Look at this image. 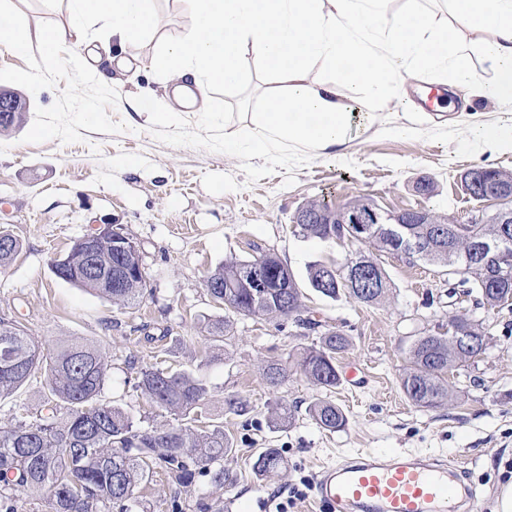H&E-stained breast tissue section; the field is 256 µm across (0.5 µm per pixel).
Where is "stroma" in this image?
<instances>
[{"instance_id":"35a3bbf8","label":"stroma","mask_w":512,"mask_h":512,"mask_svg":"<svg viewBox=\"0 0 512 512\" xmlns=\"http://www.w3.org/2000/svg\"><path fill=\"white\" fill-rule=\"evenodd\" d=\"M11 5L28 49L0 44V88L18 91L29 110L20 126L0 131V229L22 243L0 272V319L18 321L50 348L71 340L100 348L108 363L103 399L145 427L178 419L138 388L141 368L163 361L206 384L201 411L223 426L234 449L224 458V484L202 482L179 493L184 512H249L260 496L281 512H321L311 485L323 466L387 450L460 463L481 512H492L499 485L512 472V304L476 306L445 268L386 253L377 256L391 282L381 304L323 298L308 286V265L339 261L359 246L302 237L293 222L305 203L322 197L339 208L370 198L388 211L430 209L463 222L495 210L461 186L472 168L512 172V149H485L475 139L479 122L512 129V102L480 90L487 73L478 49L464 53L472 82L457 83L449 69L418 71L403 77L399 93L381 107L338 73L313 70L310 80L332 82L337 101L354 116L341 156L291 145L254 157L225 145L224 129L250 124L279 89L256 59L248 60L238 88H205L176 122L145 125L138 117L142 97L161 100L171 91L166 75L146 69L143 57L191 26L173 0H158V31L124 68H110L100 57L99 69L111 72L105 82L69 64L70 45L57 58H43L38 35L67 24L65 6L56 0ZM431 88L448 92L451 111L422 107ZM423 180L433 195L417 192ZM106 222L122 225L140 244L152 287L122 309L51 269L53 259ZM269 251L294 274L303 307L351 340L337 356L343 379L329 394L347 417L341 430H323L308 417L307 406L324 393L299 371L289 369L275 388L264 378L267 364L287 363L289 354L315 342L316 332L290 319L242 316L233 317L226 337L209 331L225 315L205 288L209 272L229 257ZM452 315L485 321L487 350L477 363L449 373L440 405L417 407L400 388L407 350L420 332L442 333ZM47 392L46 374L36 373L0 400V423L33 421ZM230 397L247 403L248 412L228 411ZM278 402L296 411L285 429L270 421ZM262 448L280 449L285 465L258 477L252 465Z\"/></svg>"}]
</instances>
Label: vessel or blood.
I'll return each mask as SVG.
<instances>
[{"instance_id": "b4317fda", "label": "vessel or blood", "mask_w": 512, "mask_h": 512, "mask_svg": "<svg viewBox=\"0 0 512 512\" xmlns=\"http://www.w3.org/2000/svg\"><path fill=\"white\" fill-rule=\"evenodd\" d=\"M461 473L410 453H366L325 468L315 488L324 512H479L460 491Z\"/></svg>"}]
</instances>
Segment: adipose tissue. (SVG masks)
<instances>
[{
    "label": "adipose tissue",
    "mask_w": 512,
    "mask_h": 512,
    "mask_svg": "<svg viewBox=\"0 0 512 512\" xmlns=\"http://www.w3.org/2000/svg\"><path fill=\"white\" fill-rule=\"evenodd\" d=\"M155 0H66L69 22L42 31V55L62 44L82 43L90 19L105 20L112 59L124 63L153 32ZM390 0H175L193 21L182 37L147 57L150 69L172 77L170 104L142 108L145 123L176 119V106L192 107L205 86L234 88L243 62L254 54L286 83L251 125L228 128L225 143L254 156L294 143L316 152L341 147L348 114L325 81L308 82L316 64L342 67L369 99L383 104L392 93L389 75L416 68L452 67L458 81L472 74L455 67L448 43L463 38L477 47L489 68L486 94L512 100V0H448V20L390 12Z\"/></svg>",
    "instance_id": "ef3b65f1"
}]
</instances>
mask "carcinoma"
<instances>
[{
    "instance_id": "obj_1",
    "label": "carcinoma",
    "mask_w": 512,
    "mask_h": 512,
    "mask_svg": "<svg viewBox=\"0 0 512 512\" xmlns=\"http://www.w3.org/2000/svg\"><path fill=\"white\" fill-rule=\"evenodd\" d=\"M14 107L7 130L22 123L27 102L14 91H7ZM312 206L331 218L329 224H299V234L321 241L336 239L343 212L324 200ZM429 223L412 225L417 234H431L448 223V217L427 213ZM362 245L370 252L357 256L374 267L373 252H402L388 237L373 231ZM92 253L99 269L124 264L127 257L112 252V238L94 241ZM469 242L465 238L434 239L430 261L443 267L466 268L468 293L477 303L492 308L500 294L512 293V277L488 276L484 267L466 264ZM257 260L230 259L215 268L217 277L208 289L211 297L236 316L288 318L311 328L321 322L302 319L301 292L293 273L274 261L265 262L270 287L251 288L241 277L242 270ZM57 274L77 288L94 292L119 307L139 302L148 293V282L141 274L126 279L119 288L104 283L101 274L87 269V253L77 247L55 265ZM374 291L362 294L348 284L343 265L325 268L309 266L307 279L321 296L338 300L354 297L375 305L383 301L389 288L384 269L375 271ZM457 335L439 336L423 332L408 349V367L401 378L407 398L423 408H434L448 397L445 375L448 368L463 366L485 353L483 323L456 316ZM349 338L333 329L321 332L317 341L302 348L295 358L296 369L313 385L329 390L341 382L337 355L348 349ZM45 370L49 397L46 413L32 424H0V512H15V495L25 492L50 495V512H137L136 487L158 469L175 485H195L202 478L224 482V456L232 445L220 427L208 424L198 409L207 394L206 385L192 373L155 366L140 369L138 387L157 406L179 416L181 423L169 428L141 427L118 406L101 399L107 364L100 349L81 342L58 349L44 346L28 335L16 321H0V398L20 388L36 371ZM308 416L319 427L337 431L345 427L346 416L332 400L321 397L307 407ZM271 422L285 426L295 410L286 403L270 409ZM284 463L277 448L257 454L253 469L270 473Z\"/></svg>"
}]
</instances>
